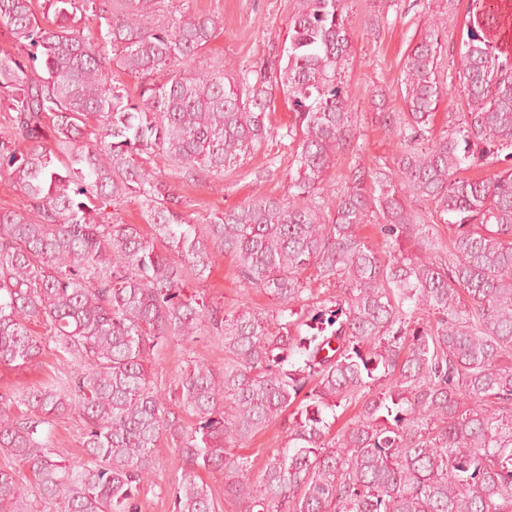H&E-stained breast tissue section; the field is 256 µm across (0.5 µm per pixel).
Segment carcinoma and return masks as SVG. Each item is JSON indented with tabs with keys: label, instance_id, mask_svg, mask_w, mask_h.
I'll return each mask as SVG.
<instances>
[{
	"label": "carcinoma",
	"instance_id": "1",
	"mask_svg": "<svg viewBox=\"0 0 512 512\" xmlns=\"http://www.w3.org/2000/svg\"><path fill=\"white\" fill-rule=\"evenodd\" d=\"M41 7L0 0L13 42L0 50V172L25 199L0 211V370L46 354L71 367L0 394V453L31 477L24 488L0 468V512H139L165 439L182 462L172 512H220L203 470L247 512H512V52L500 14L469 0L451 87L443 23L429 26L402 65L405 112L384 118L407 142L396 179L354 164L330 198L352 127L344 0H293L277 75L230 78L221 62L192 67L212 17L164 0ZM276 88L292 113L282 137L297 142L296 202L257 196L193 223L153 158L185 183L224 178L267 140ZM447 96L460 111L436 132ZM490 159L508 167L465 176ZM128 196L148 230L96 205ZM409 198L431 206L448 242ZM372 222L382 253L358 234ZM223 253L275 313L185 292ZM310 278L342 295L314 300ZM204 333L224 343V366L197 358L158 386L153 351ZM70 415L85 463L53 444ZM277 421L284 446L253 478L236 449Z\"/></svg>",
	"mask_w": 512,
	"mask_h": 512
}]
</instances>
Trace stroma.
<instances>
[{"mask_svg":"<svg viewBox=\"0 0 512 512\" xmlns=\"http://www.w3.org/2000/svg\"><path fill=\"white\" fill-rule=\"evenodd\" d=\"M180 7L185 15L217 17L218 27L207 47L201 64L223 60L231 71L251 68L276 70L281 62L288 20L293 0H167ZM378 25H370L374 0H345L350 54L342 69V80L348 92V104L353 114L352 151L341 154L333 171L334 181L326 183L324 192L336 194L345 187L344 175L349 165L357 164L373 172H384L393 165L401 144L382 126L386 112H401L404 103L399 76L406 55L431 25L444 0H388ZM468 0H457V7L448 14L447 51L440 61V78L453 83L459 48L466 36ZM292 114L282 93H275L268 109L267 124L271 136L236 170L225 172L217 180L203 175L198 181L184 183L172 180V190L186 203V211L194 223L221 214L253 196H266L288 201L289 159L294 143L282 133ZM236 261L230 256L214 255L209 278L204 285L211 303L231 311L249 305L267 311L275 310L270 296L256 289H242L234 282ZM201 357L213 367L224 364V347L211 336L198 340H175L152 356V377L170 386L187 366L190 359ZM179 474V460L169 448L159 454L150 486L138 496L140 512H171L167 487Z\"/></svg>","mask_w":512,"mask_h":512,"instance_id":"stroma-1","label":"stroma"}]
</instances>
